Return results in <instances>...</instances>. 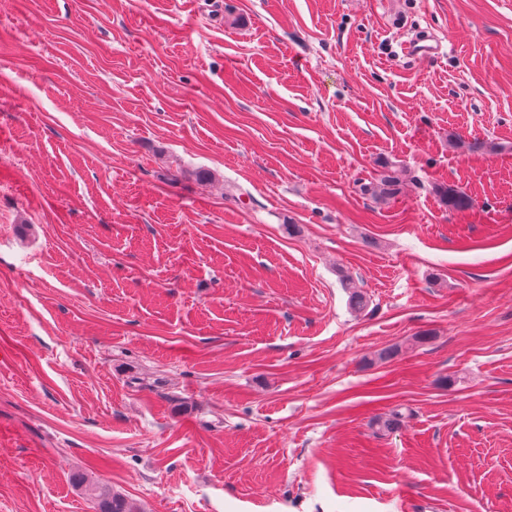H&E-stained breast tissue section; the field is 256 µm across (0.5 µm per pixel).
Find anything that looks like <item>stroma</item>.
Segmentation results:
<instances>
[{
    "label": "stroma",
    "instance_id": "1",
    "mask_svg": "<svg viewBox=\"0 0 512 512\" xmlns=\"http://www.w3.org/2000/svg\"><path fill=\"white\" fill-rule=\"evenodd\" d=\"M77 472L512 512V0H0V512ZM380 182L363 185L364 194L377 196L381 198H393L399 192L400 178L395 170V167L386 165L384 167ZM435 192L441 203L449 210L462 211L469 209L472 205V199L454 185H437Z\"/></svg>",
    "mask_w": 512,
    "mask_h": 512
}]
</instances>
